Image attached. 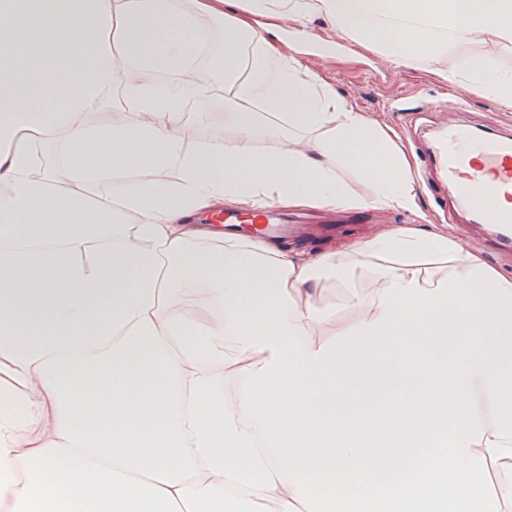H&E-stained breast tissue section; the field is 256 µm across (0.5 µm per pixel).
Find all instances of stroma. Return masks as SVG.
<instances>
[{
  "mask_svg": "<svg viewBox=\"0 0 512 512\" xmlns=\"http://www.w3.org/2000/svg\"><path fill=\"white\" fill-rule=\"evenodd\" d=\"M311 28L316 41L304 54V63L375 121L392 127L411 155H419L427 139L450 123H467L488 131L512 126V105L494 101L476 87L464 82L448 84L436 71L425 68L398 66L376 50L335 34L322 22H313ZM418 203L415 212L372 208L365 220L349 224L344 223L340 211L328 214L292 210L288 218L293 231L284 242L291 248L310 251L366 235L380 224H415L423 220L459 245L482 250L476 226L462 217L444 219L426 188H419Z\"/></svg>",
  "mask_w": 512,
  "mask_h": 512,
  "instance_id": "35a3bbf8",
  "label": "stroma"
}]
</instances>
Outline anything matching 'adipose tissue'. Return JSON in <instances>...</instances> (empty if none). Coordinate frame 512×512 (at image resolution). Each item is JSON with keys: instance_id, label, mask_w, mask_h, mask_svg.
<instances>
[{"instance_id": "1", "label": "adipose tissue", "mask_w": 512, "mask_h": 512, "mask_svg": "<svg viewBox=\"0 0 512 512\" xmlns=\"http://www.w3.org/2000/svg\"><path fill=\"white\" fill-rule=\"evenodd\" d=\"M316 17L405 67L512 51V0H0V512H512V276L422 224L195 222L416 209L397 134L296 56ZM441 77L512 102L493 59ZM218 98L234 149H186ZM492 54L498 57L503 71L512 72V53L501 51L498 47L478 39H469L457 43H448V50L439 58L435 67L440 69L455 68L462 56ZM343 288L327 284L323 291L324 301L334 308L337 321H349L358 316L357 311H351L345 307L342 301Z\"/></svg>"}]
</instances>
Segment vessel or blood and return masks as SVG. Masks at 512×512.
<instances>
[{
    "mask_svg": "<svg viewBox=\"0 0 512 512\" xmlns=\"http://www.w3.org/2000/svg\"><path fill=\"white\" fill-rule=\"evenodd\" d=\"M425 157L439 183L453 189L456 210L482 224L488 246L511 253L512 210L498 202L512 199V133L451 124L435 133Z\"/></svg>",
    "mask_w": 512,
    "mask_h": 512,
    "instance_id": "1",
    "label": "vessel or blood"
}]
</instances>
